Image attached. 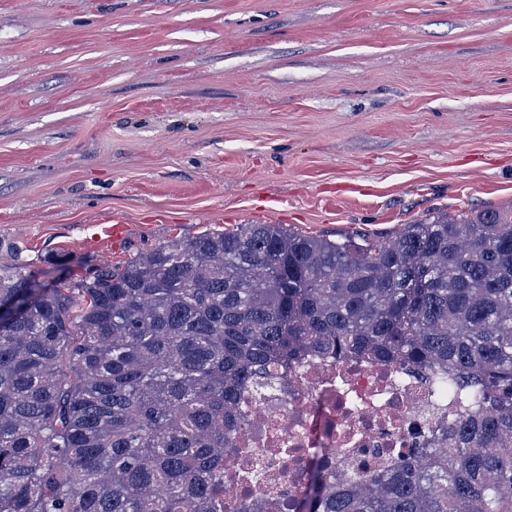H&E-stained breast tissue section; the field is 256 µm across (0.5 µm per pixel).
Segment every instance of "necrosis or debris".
<instances>
[{"mask_svg": "<svg viewBox=\"0 0 512 512\" xmlns=\"http://www.w3.org/2000/svg\"><path fill=\"white\" fill-rule=\"evenodd\" d=\"M456 398L447 378L421 375L398 361L313 357L282 366L273 390L242 391L232 439L250 452L253 468L277 476L281 512H290L306 491L308 463L334 475L361 457L387 465L410 449L432 447ZM275 441L294 449L302 465L270 453Z\"/></svg>", "mask_w": 512, "mask_h": 512, "instance_id": "obj_1", "label": "necrosis or debris"}]
</instances>
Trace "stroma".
Returning a JSON list of instances; mask_svg holds the SVG:
<instances>
[{"instance_id": "1", "label": "stroma", "mask_w": 512, "mask_h": 512, "mask_svg": "<svg viewBox=\"0 0 512 512\" xmlns=\"http://www.w3.org/2000/svg\"><path fill=\"white\" fill-rule=\"evenodd\" d=\"M511 202L512 0H0L1 265Z\"/></svg>"}]
</instances>
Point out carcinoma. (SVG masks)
I'll return each mask as SVG.
<instances>
[{
  "label": "carcinoma",
  "instance_id": "carcinoma-1",
  "mask_svg": "<svg viewBox=\"0 0 512 512\" xmlns=\"http://www.w3.org/2000/svg\"><path fill=\"white\" fill-rule=\"evenodd\" d=\"M75 288L0 266V512H224L238 396L309 355L487 396L418 457L313 469L304 512H512V205L385 237L238 224Z\"/></svg>",
  "mask_w": 512,
  "mask_h": 512
}]
</instances>
